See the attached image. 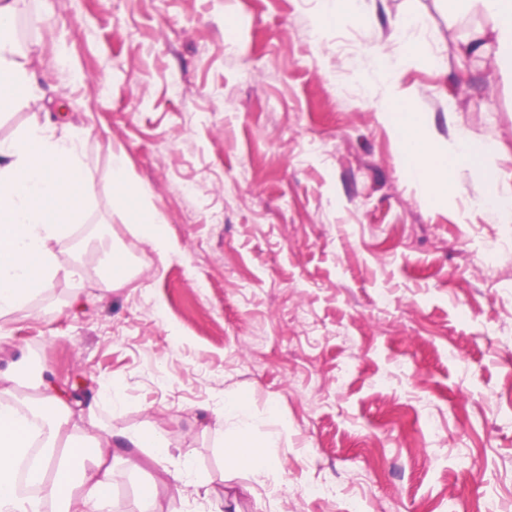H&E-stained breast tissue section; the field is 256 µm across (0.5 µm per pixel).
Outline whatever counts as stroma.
I'll return each instance as SVG.
<instances>
[{"instance_id": "35a3bbf8", "label": "stroma", "mask_w": 512, "mask_h": 512, "mask_svg": "<svg viewBox=\"0 0 512 512\" xmlns=\"http://www.w3.org/2000/svg\"><path fill=\"white\" fill-rule=\"evenodd\" d=\"M44 92L0 142L73 131L95 186L66 243L81 274L0 314V370L87 379L101 430L155 428L103 512H512V224L470 169L448 198L403 164L386 107L409 92L434 144L501 148L512 86L459 70L474 13L441 0H11ZM382 55L390 75L375 71ZM166 221L159 258L112 196V161ZM119 246L137 273L101 284ZM243 394L277 466L234 470ZM248 409L246 399L237 396L224 401V409L213 412V420L215 425H223L224 420L238 419L242 420Z\"/></svg>"}]
</instances>
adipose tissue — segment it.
<instances>
[{
    "instance_id": "ef3b65f1",
    "label": "adipose tissue",
    "mask_w": 512,
    "mask_h": 512,
    "mask_svg": "<svg viewBox=\"0 0 512 512\" xmlns=\"http://www.w3.org/2000/svg\"><path fill=\"white\" fill-rule=\"evenodd\" d=\"M479 8L489 26L468 31L456 49L461 59L487 57L503 81L512 83V0H448V15L456 17ZM41 88L17 58L15 14L6 0L0 5V110L27 104ZM393 130L402 159L412 176L429 185L433 201H441L455 173L472 166L481 187L482 203L497 223L512 224V194L499 190V172L488 163L492 151L460 140L453 151L433 146L419 112L405 102L395 105ZM74 140L54 137L34 128L21 137L0 142V312L23 313L34 298L49 292L58 276H74L77 255L68 259L48 244L68 236L79 223L87 200L94 194ZM112 194L128 223L139 225L143 239L159 257L172 244L163 232V219L143 209L128 184L121 157H114ZM12 370H0V512H101L113 493V464L131 461L132 451L147 448L153 459L169 454L156 429L97 433L93 403H76L48 383L37 405L21 412L16 399L24 397ZM59 450V461L45 459L26 471L33 487L20 494L16 469L35 443ZM227 464L263 477L275 466L267 443L240 431L224 450Z\"/></svg>"
}]
</instances>
